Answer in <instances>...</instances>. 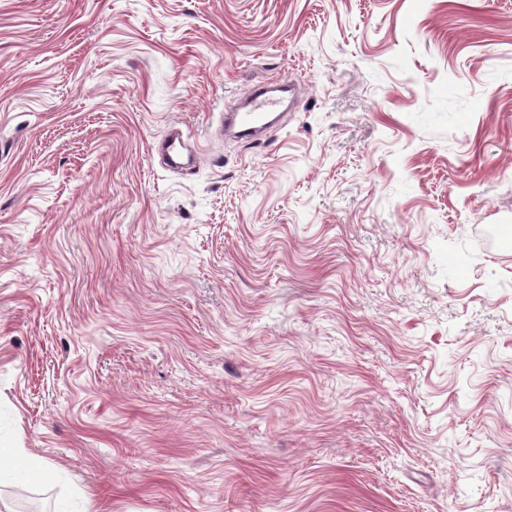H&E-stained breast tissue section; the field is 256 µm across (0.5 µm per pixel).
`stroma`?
<instances>
[{
    "label": "stroma",
    "instance_id": "1",
    "mask_svg": "<svg viewBox=\"0 0 512 512\" xmlns=\"http://www.w3.org/2000/svg\"><path fill=\"white\" fill-rule=\"evenodd\" d=\"M503 224L512 0H0V503L512 512ZM281 104L280 98L270 94L265 85L257 86L242 110H226L221 115L220 131L228 128H237L243 132L258 134L261 131L262 119L271 112H277Z\"/></svg>",
    "mask_w": 512,
    "mask_h": 512
}]
</instances>
